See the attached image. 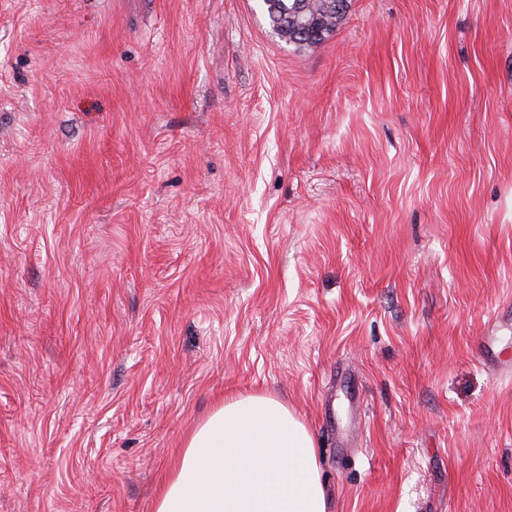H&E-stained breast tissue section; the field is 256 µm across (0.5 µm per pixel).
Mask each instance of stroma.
Listing matches in <instances>:
<instances>
[{
	"instance_id": "stroma-1",
	"label": "stroma",
	"mask_w": 512,
	"mask_h": 512,
	"mask_svg": "<svg viewBox=\"0 0 512 512\" xmlns=\"http://www.w3.org/2000/svg\"><path fill=\"white\" fill-rule=\"evenodd\" d=\"M512 0H0V512H154L261 392L330 512H512ZM283 1L291 0H261V6L272 32L286 44L299 48L317 44L328 38L336 31V27L340 24L350 7V0H343L347 2L345 11L342 14H337L331 10L330 3L328 2L330 0H299L303 4V16L311 20L313 26L322 33L320 36L312 38L309 43L301 44L294 41L293 38L296 28L294 22L295 15L285 12L282 6Z\"/></svg>"
}]
</instances>
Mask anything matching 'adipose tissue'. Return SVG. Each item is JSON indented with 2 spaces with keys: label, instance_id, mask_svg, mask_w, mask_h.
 <instances>
[{
  "label": "adipose tissue",
  "instance_id": "adipose-tissue-1",
  "mask_svg": "<svg viewBox=\"0 0 512 512\" xmlns=\"http://www.w3.org/2000/svg\"><path fill=\"white\" fill-rule=\"evenodd\" d=\"M154 512H329L314 439L272 397L226 400L187 437Z\"/></svg>",
  "mask_w": 512,
  "mask_h": 512
}]
</instances>
